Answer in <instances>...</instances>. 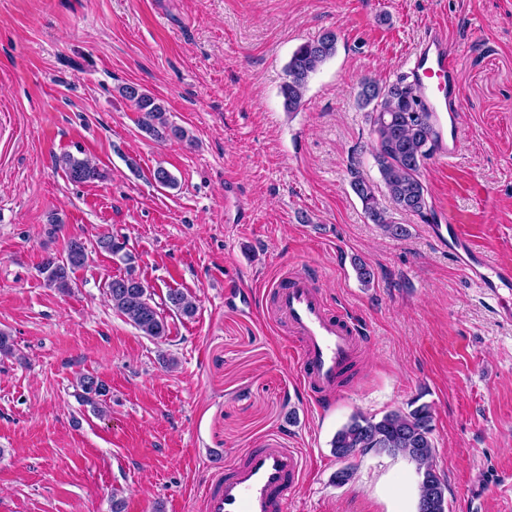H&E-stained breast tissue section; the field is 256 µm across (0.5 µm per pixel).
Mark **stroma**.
Returning <instances> with one entry per match:
<instances>
[{
	"instance_id": "obj_1",
	"label": "stroma",
	"mask_w": 512,
	"mask_h": 512,
	"mask_svg": "<svg viewBox=\"0 0 512 512\" xmlns=\"http://www.w3.org/2000/svg\"><path fill=\"white\" fill-rule=\"evenodd\" d=\"M432 26L457 51L448 110L464 134L442 123L455 157L423 168L435 218L394 211L407 230L396 239L350 187L355 171L380 181L355 94L364 78L405 74ZM328 30L335 55L285 112L292 51ZM127 84L190 142L145 134ZM66 154L101 178L69 181ZM159 166L175 187L155 183ZM448 222L489 265H512V0H0V331L14 345L0 358V512H111L116 499L124 512H199L212 473L267 440L307 464L293 512H416L412 464L369 452L339 486L330 442L353 414L417 396L433 408L448 512H512V288L470 283L436 241ZM108 233L164 316L162 340L108 302L128 266L97 247ZM71 237L89 260L63 293L39 267ZM293 271L366 330L327 408L301 387L271 298H224L225 282ZM83 374L107 385L108 414L76 398Z\"/></svg>"
}]
</instances>
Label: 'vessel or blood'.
<instances>
[{"instance_id": "vessel-or-blood-1", "label": "vessel or blood", "mask_w": 512, "mask_h": 512, "mask_svg": "<svg viewBox=\"0 0 512 512\" xmlns=\"http://www.w3.org/2000/svg\"><path fill=\"white\" fill-rule=\"evenodd\" d=\"M456 55L441 32L430 34L409 60L411 74L435 100L451 95ZM447 242L457 249L467 276L489 293L512 282V267L486 274L481 252L461 225L447 227ZM276 316L288 327L285 340L297 357L299 380L313 400L335 397L364 337L358 323L332 307L310 277L292 273L270 287ZM304 465L296 451L272 442L243 449L223 472L213 475L203 495V512H289L302 487Z\"/></svg>"}]
</instances>
